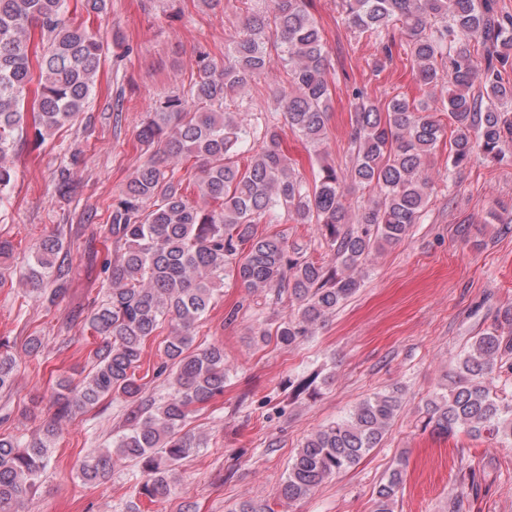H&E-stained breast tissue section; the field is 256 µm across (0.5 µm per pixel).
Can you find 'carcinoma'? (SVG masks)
Segmentation results:
<instances>
[{"label": "carcinoma", "mask_w": 512, "mask_h": 512, "mask_svg": "<svg viewBox=\"0 0 512 512\" xmlns=\"http://www.w3.org/2000/svg\"><path fill=\"white\" fill-rule=\"evenodd\" d=\"M345 22L376 46L374 71L393 61L400 34L424 86L448 85L440 108L404 95L379 106L363 89L351 90L354 124L345 168L323 165L307 180L295 173L281 148L288 127L318 147L327 137L330 88L328 55L310 0H271L267 11L246 9L238 34L218 63L203 51L187 92L157 99L138 131L149 152L112 202V237L119 254L110 264L111 287L89 315L102 339L92 370L78 383H59L52 417L26 443L0 434V512H23L35 493L61 425L110 397L130 408L127 427L112 442L87 454L81 480L96 484L114 466L131 463L142 475L136 495L151 503L175 494L177 464L207 447L184 430L189 416L224 395V349L194 346L195 329L213 307L224 275L232 271L247 294L288 293L298 308L275 332H253L264 342L275 335L292 347L313 335L362 286L373 250L403 240L428 205L425 166L450 135L448 169L477 153L494 162L512 159V16L501 17L496 0H339ZM67 0H0V199L15 180L14 157L24 128L40 144L77 120L94 91L105 55L102 41L67 16ZM47 35L32 55L31 29ZM39 74L35 90L31 60ZM277 65L288 87L275 99L271 119L254 113L241 91ZM444 112L451 125L442 122ZM194 159L200 200L182 192L177 166ZM246 162H241V159ZM362 191L350 201L345 186ZM284 212L299 224L318 226L330 252L323 262L290 249L278 237H260L256 224ZM59 241L33 244L21 274L30 296L42 298L56 266ZM169 334L153 377L167 395L146 394L136 372L147 341L163 324ZM17 355L0 343V392L11 390ZM318 373L288 382L297 401L314 391ZM512 380V309L460 355L428 403L427 424L450 435L488 433L512 444V399L494 381ZM402 408V388L377 392L345 417L308 435L297 449L281 495L294 502L380 446ZM397 467L375 492L374 512H393L402 490ZM230 512H273L253 499Z\"/></svg>", "instance_id": "carcinoma-1"}]
</instances>
